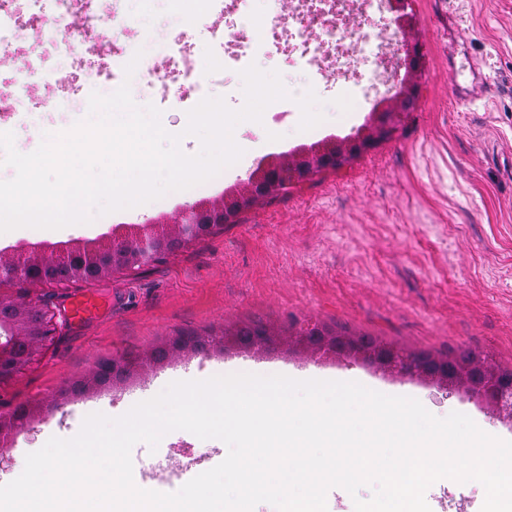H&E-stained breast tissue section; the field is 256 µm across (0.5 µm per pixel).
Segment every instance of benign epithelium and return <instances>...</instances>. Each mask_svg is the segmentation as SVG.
I'll use <instances>...</instances> for the list:
<instances>
[{"label": "benign epithelium", "mask_w": 512, "mask_h": 512, "mask_svg": "<svg viewBox=\"0 0 512 512\" xmlns=\"http://www.w3.org/2000/svg\"><path fill=\"white\" fill-rule=\"evenodd\" d=\"M409 2L390 0L391 23L406 34L407 43L397 66V69L404 70V76L396 81L393 94L379 99L366 125L344 137L334 136L311 148L300 147L259 159L239 193L231 195L226 192L218 200L198 201L182 208L172 226L161 220L120 226L113 229L110 236L98 240L97 244L80 250H73L69 245L32 251L21 249L13 253L9 263L0 264V280L49 281L65 272L71 279L81 281L87 270L95 271L97 277L102 278L119 266L142 268L159 260L165 251L176 253L208 236L214 229L233 223L236 212L260 205L322 171L341 170L356 153L368 151L393 137L401 114L416 107L419 85L415 76L424 68L422 52L410 35L413 17L408 12ZM0 329L4 332L0 337V383H5L14 377L23 363L15 354L13 336L29 333L47 338L53 334L54 328L53 322L46 318L33 324L19 316L9 322L0 321ZM297 342L308 349L341 348L349 356L361 357L376 368L402 376L435 379L441 385L482 398L498 415L512 420V381L502 380L500 373L479 357L470 366L463 367L451 359L416 358L388 346L366 349L358 336L334 339L301 334L297 336ZM237 345L239 341L235 336H222L217 342L202 336L193 350L201 353L215 347ZM150 359L152 355L148 353L132 362L124 360L114 365L116 381L126 379Z\"/></svg>", "instance_id": "7a95c632"}]
</instances>
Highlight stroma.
<instances>
[{"label":"stroma","instance_id":"1","mask_svg":"<svg viewBox=\"0 0 512 512\" xmlns=\"http://www.w3.org/2000/svg\"><path fill=\"white\" fill-rule=\"evenodd\" d=\"M20 8L30 25L9 23L0 30L9 42L0 62V92L7 95L0 124L13 132L21 153L34 151L49 130L87 111L90 72L106 67L121 75L122 51L148 40L195 42L202 55L196 84H205L211 96L242 85L236 65L213 71L206 63L224 53L216 33L233 19L225 0H213L207 11L183 20L175 19L163 0H89L74 19L75 31L111 29L116 15L136 18L112 37V50L104 56L80 40L66 55L46 37L52 0H21ZM412 8L426 67L417 109L402 119L393 138L342 170L317 175L283 198L241 212L234 223L147 268L92 284L0 283V299L47 303L56 323L54 336L32 362L0 385V416L21 404L33 411L12 444L0 445V482L17 478L26 455L49 438L74 437L86 416H121L141 397L204 372L359 376L382 393L419 400L436 417L461 412L493 434L512 437V421L500 419L478 397L355 358L295 354L284 344L206 356L188 352L128 381L53 404L62 388L85 380L103 360L157 347L174 336H204L251 321L298 328L340 324L406 352L444 355L465 346L495 366L512 368V0H412ZM256 64L278 71L292 97L314 91L324 122L299 130L294 104L270 113L277 138H269L258 123H241L234 137L242 158L209 181L168 193L142 213L95 216L75 233L14 229L0 237V254L29 244L96 240L113 226L168 218L199 200L220 197L238 188L261 157L361 127L372 101L387 92L378 86L350 108L348 91L330 62H322L324 76L315 82L272 47ZM196 84L175 86L165 96L148 87L131 94L137 105L160 109L162 121L177 129L197 103ZM88 292L96 295L99 310L80 324L72 319L70 304ZM227 452L222 441L176 430L157 449L143 442L133 447L134 481L173 492L215 467ZM484 497L480 483L450 479L425 493L431 512H473Z\"/></svg>","mask_w":512,"mask_h":512}]
</instances>
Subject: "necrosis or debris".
Returning a JSON list of instances; mask_svg holds the SVG:
<instances>
[{
	"instance_id": "obj_1",
	"label": "necrosis or debris",
	"mask_w": 512,
	"mask_h": 512,
	"mask_svg": "<svg viewBox=\"0 0 512 512\" xmlns=\"http://www.w3.org/2000/svg\"><path fill=\"white\" fill-rule=\"evenodd\" d=\"M388 9V0H295L287 20L273 21L262 34L261 43H253L244 35L250 28L248 14H238L232 23L231 33L224 39L227 60H212V68L223 67L225 61L247 66L259 44H267L281 51L288 59L313 73H320L322 58H330L338 78L360 83L363 75L359 69L361 60H374L372 81L388 83L393 74L395 61L384 52L377 36L369 32L371 14ZM140 59L131 80L137 84L151 85L161 90L191 76L195 69V57L190 43H183L178 50L151 42L143 45ZM177 52L180 65L165 69L156 68L151 58Z\"/></svg>"
}]
</instances>
